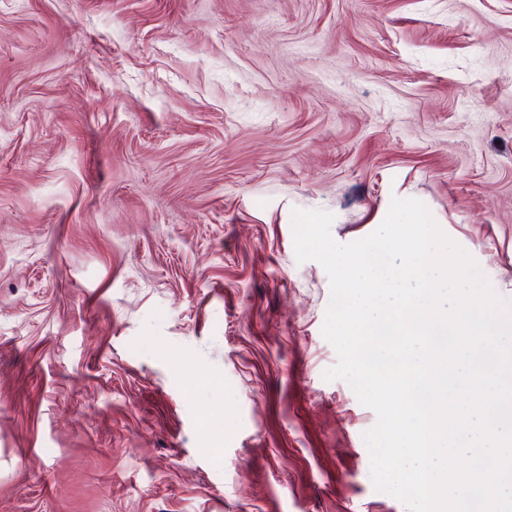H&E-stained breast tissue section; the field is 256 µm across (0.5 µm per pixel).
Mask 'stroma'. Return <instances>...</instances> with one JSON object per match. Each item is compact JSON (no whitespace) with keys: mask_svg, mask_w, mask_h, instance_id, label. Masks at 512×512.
<instances>
[{"mask_svg":"<svg viewBox=\"0 0 512 512\" xmlns=\"http://www.w3.org/2000/svg\"><path fill=\"white\" fill-rule=\"evenodd\" d=\"M396 197L512 301V0H0V512H408L292 230Z\"/></svg>","mask_w":512,"mask_h":512,"instance_id":"35a3bbf8","label":"stroma"}]
</instances>
